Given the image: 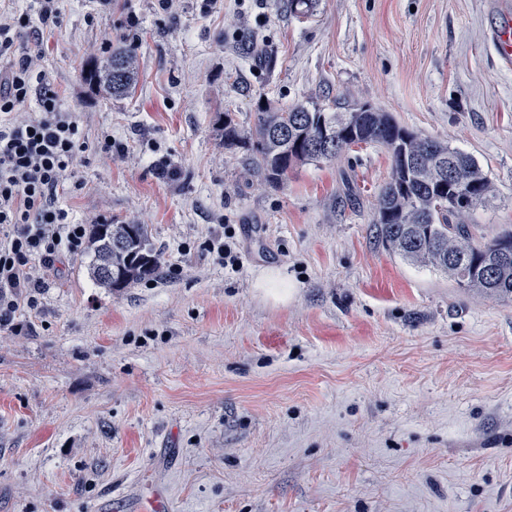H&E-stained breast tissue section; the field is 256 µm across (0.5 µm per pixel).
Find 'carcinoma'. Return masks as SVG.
Segmentation results:
<instances>
[{"label":"carcinoma","instance_id":"carcinoma-1","mask_svg":"<svg viewBox=\"0 0 512 512\" xmlns=\"http://www.w3.org/2000/svg\"><path fill=\"white\" fill-rule=\"evenodd\" d=\"M288 12L307 17L318 0H285ZM89 89L112 97L129 95L138 77L137 62L118 43L101 61L90 57L81 71ZM224 148L248 151L244 178L277 187L298 166L333 162L355 146L378 144L391 167L380 187L373 224L389 251L415 265L448 274L459 288L498 299H512V259L498 252L512 246V228L484 239L468 222L477 206L493 198V186L478 161L443 140L422 137L388 112H326L302 104H257L253 126L242 129L224 113ZM89 277L100 288L119 291L157 276L160 253L148 225L135 219L88 225Z\"/></svg>","mask_w":512,"mask_h":512}]
</instances>
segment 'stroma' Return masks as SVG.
Here are the masks:
<instances>
[{
    "instance_id": "35a3bbf8",
    "label": "stroma",
    "mask_w": 512,
    "mask_h": 512,
    "mask_svg": "<svg viewBox=\"0 0 512 512\" xmlns=\"http://www.w3.org/2000/svg\"><path fill=\"white\" fill-rule=\"evenodd\" d=\"M496 0H0L25 16L35 87L91 149L62 197L73 223L128 218L156 279L108 291L88 253L55 262L37 307L0 327V512H512V299L463 292L389 252L372 224L384 148L245 182L223 113L259 99L368 105L472 155L495 189L471 221L512 225V69ZM133 95L81 79L114 39ZM125 147L108 157L93 146ZM231 233L239 269L211 240ZM276 268L287 302L256 283ZM493 37H496L495 48L501 64L510 67L512 65V28L508 25L498 26V30L493 31Z\"/></svg>"
}]
</instances>
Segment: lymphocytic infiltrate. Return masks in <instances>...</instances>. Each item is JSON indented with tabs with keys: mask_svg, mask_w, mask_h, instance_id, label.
<instances>
[{
	"mask_svg": "<svg viewBox=\"0 0 512 512\" xmlns=\"http://www.w3.org/2000/svg\"><path fill=\"white\" fill-rule=\"evenodd\" d=\"M20 19L0 22V326L10 325L19 303L38 304L41 266L81 252L86 227L72 223L60 198L80 153L74 113L63 111L57 92L42 89L38 116L14 114L33 91L32 57L14 58Z\"/></svg>",
	"mask_w": 512,
	"mask_h": 512,
	"instance_id": "1",
	"label": "lymphocytic infiltrate"
}]
</instances>
